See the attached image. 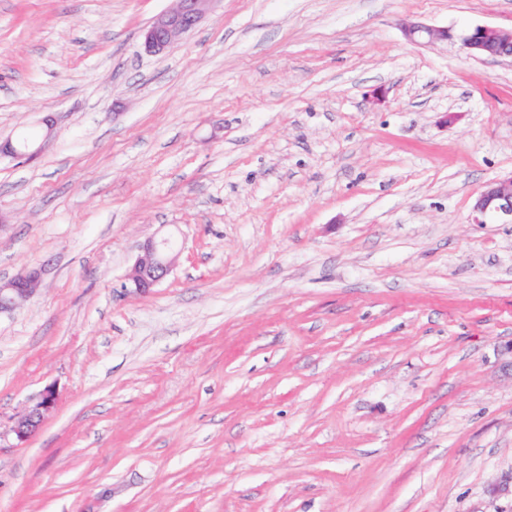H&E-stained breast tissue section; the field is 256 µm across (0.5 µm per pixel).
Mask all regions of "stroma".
I'll return each instance as SVG.
<instances>
[{
	"label": "stroma",
	"instance_id": "stroma-1",
	"mask_svg": "<svg viewBox=\"0 0 512 512\" xmlns=\"http://www.w3.org/2000/svg\"><path fill=\"white\" fill-rule=\"evenodd\" d=\"M0 0V512H512V0ZM179 257L123 290L139 247ZM166 11L153 18L143 32L146 52L158 55L190 34L218 0H174ZM401 28L406 40L413 44L448 42V39L457 38L469 56L512 58V29L476 25L454 35L448 27H434L417 21H406ZM41 135L40 142L38 139L25 141L23 144L16 137L7 138L5 140L0 139V158L8 157L13 160L28 161L35 157L42 145L51 137L54 121L51 116H46L41 121ZM472 223L512 224V174L488 182L471 208ZM170 237L147 238L122 285L125 291L146 294L155 288L173 270L177 254L170 245ZM42 267H29L10 280L0 283V314L9 312L23 300L35 295L41 284ZM58 400V392L52 385L46 386L32 400L26 412L13 419L6 430L16 445L27 443L39 430L45 416L51 412Z\"/></svg>",
	"mask_w": 512,
	"mask_h": 512
}]
</instances>
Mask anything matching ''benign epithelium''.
Segmentation results:
<instances>
[{"instance_id":"benign-epithelium-1","label":"benign epithelium","mask_w":512,"mask_h":512,"mask_svg":"<svg viewBox=\"0 0 512 512\" xmlns=\"http://www.w3.org/2000/svg\"><path fill=\"white\" fill-rule=\"evenodd\" d=\"M218 0H174L173 6L153 18L143 32L146 52L158 55L190 34L212 10ZM406 40L413 44L442 42L457 39L463 51L472 57L512 58V29L476 25L454 35L446 27H434L417 21L402 24ZM54 121L46 116L41 121L40 140L24 143L17 139L0 140V158L28 161L35 157L52 134ZM474 224H512V175L488 182L475 198L471 208ZM177 254L171 238L152 236L140 246V252L129 270L124 290L146 294L173 270ZM42 268L29 267L10 280L0 283V314L9 312L21 301L35 295L41 284ZM58 400L52 385L41 390L26 412L11 421L6 434L16 445L27 443L39 430L45 416Z\"/></svg>"}]
</instances>
